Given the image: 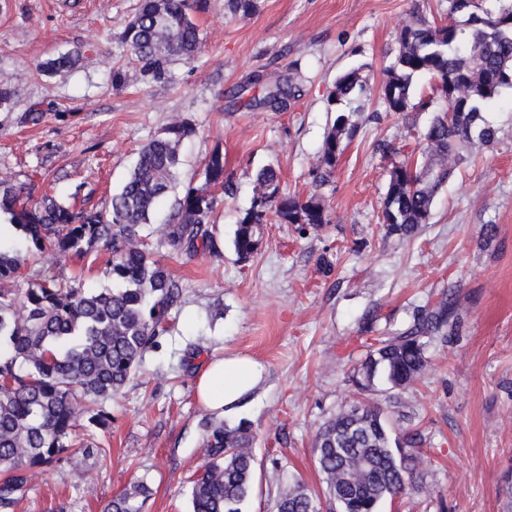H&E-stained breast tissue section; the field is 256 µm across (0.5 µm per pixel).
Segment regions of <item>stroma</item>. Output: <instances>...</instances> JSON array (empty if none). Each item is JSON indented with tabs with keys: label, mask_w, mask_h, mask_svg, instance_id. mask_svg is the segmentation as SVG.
<instances>
[{
	"label": "stroma",
	"mask_w": 512,
	"mask_h": 512,
	"mask_svg": "<svg viewBox=\"0 0 512 512\" xmlns=\"http://www.w3.org/2000/svg\"><path fill=\"white\" fill-rule=\"evenodd\" d=\"M138 0H0V73L16 97L0 111V179L35 182L37 195L105 210L138 152L175 118L196 133L180 148V180L200 184L214 148L235 188L209 230L214 252L158 256L179 280L182 303L157 348L145 353L121 393L105 403L107 430L87 429L92 454L38 470L15 512H103L131 482L151 490L144 512H189L188 480L203 462L194 396L198 371L215 355L242 354L265 367L258 388L228 426L255 435L253 489L244 512H273L279 488L297 480L322 493L313 458L318 428L361 401L349 381L361 340L406 327L417 307L454 291L457 325L431 340L418 381L388 404L397 427L424 434L429 493L385 501L381 512H512V88L484 110L494 143L465 152L439 189L430 223L404 238L381 214L388 172L418 149L431 115L386 112L384 71L409 20L443 21L451 0H257L241 20L226 0L196 17L202 49L156 83L130 64L121 34ZM87 44L68 73L41 63ZM121 67L113 85L107 65ZM368 66L371 89L351 104L356 135L330 181L313 170L334 120L327 95L336 76ZM301 90L284 112L250 106L264 87ZM39 110L38 123L27 119ZM397 152L383 154L381 142ZM274 165L282 192L322 196L330 222L300 234L267 224L252 259L232 240L252 204L255 175ZM29 270L111 287L103 260L42 255ZM373 324H366L367 314Z\"/></svg>",
	"instance_id": "obj_1"
}]
</instances>
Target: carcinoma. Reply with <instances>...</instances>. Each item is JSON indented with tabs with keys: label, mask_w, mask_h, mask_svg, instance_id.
<instances>
[{
	"label": "carcinoma",
	"mask_w": 512,
	"mask_h": 512,
	"mask_svg": "<svg viewBox=\"0 0 512 512\" xmlns=\"http://www.w3.org/2000/svg\"><path fill=\"white\" fill-rule=\"evenodd\" d=\"M235 17L247 18L256 0H227ZM208 0H140L123 31L129 61L154 82L171 78L175 60L191 62L200 50L196 14ZM399 49L381 84L386 111L402 117L425 112L433 97L412 99L419 76L443 82L446 101L436 109L421 138L418 156L396 163L389 172L380 220L391 233L412 237L430 222L438 190L459 166L461 150L493 143L496 130L482 112L512 82V4L492 12L473 0H452L445 22L417 19L400 30ZM85 45L49 60L51 74L73 70ZM363 68L336 77L329 94L339 105L365 91ZM300 89L291 83L265 88L255 105L276 112L288 108ZM12 77L0 76V109L12 106ZM356 133L339 112L324 137L315 182L330 181ZM195 134L187 119H176L143 146L107 210L76 211L45 195L31 205L33 188L0 180V217L24 234L25 248L0 241V512H14L35 470L90 454L79 440L86 425L104 429L112 418L103 402L118 394L135 375L145 352L167 331L172 311L182 302V286L140 235L152 223L161 199L174 194L167 221L158 227V245L190 258L215 248L206 225L219 202L234 194L224 177V152L216 147L203 168V183L181 185L179 148ZM272 166L256 174L258 192L240 217L234 251L241 260L257 253L262 226L273 215L283 224L319 228L329 223L321 197L284 194ZM109 254L110 288L65 284L41 271L27 275V287L11 283L23 276L30 257L52 254L88 257L98 247ZM456 326L453 293L414 313L406 328L375 340L360 361L353 382L362 391L380 385L410 388L426 365V346ZM363 416L348 410L320 427L315 463L323 476L329 512H379L388 498L423 491L419 430H397L376 403L361 405ZM207 454L190 481L191 512H242L253 485L254 435L245 422L230 428L206 418L202 424ZM147 485L137 481L112 497L105 512H143ZM276 512H322L319 497L300 482L279 488Z\"/></svg>",
	"instance_id": "carcinoma-1"
}]
</instances>
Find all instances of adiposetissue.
Returning a JSON list of instances; mask_svg holds the SVG:
<instances>
[{
    "instance_id": "obj_1",
    "label": "adipose tissue",
    "mask_w": 512,
    "mask_h": 512,
    "mask_svg": "<svg viewBox=\"0 0 512 512\" xmlns=\"http://www.w3.org/2000/svg\"><path fill=\"white\" fill-rule=\"evenodd\" d=\"M262 379L261 366L243 355L212 359L199 375L195 395L209 412L223 415L240 408Z\"/></svg>"
}]
</instances>
